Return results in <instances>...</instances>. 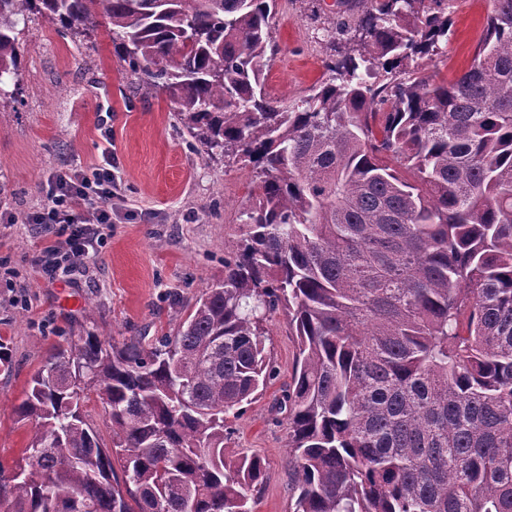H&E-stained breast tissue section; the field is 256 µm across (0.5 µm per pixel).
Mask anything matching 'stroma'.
Listing matches in <instances>:
<instances>
[{
	"label": "stroma",
	"mask_w": 512,
	"mask_h": 512,
	"mask_svg": "<svg viewBox=\"0 0 512 512\" xmlns=\"http://www.w3.org/2000/svg\"><path fill=\"white\" fill-rule=\"evenodd\" d=\"M347 2L278 0L271 96L294 104L326 78L329 21ZM491 10V0H456L435 62L440 77L469 68ZM22 43L19 90L0 98V344L10 354L0 369V466L8 472L31 436L15 408L54 347L89 332L119 342L174 331L181 309L222 282L259 183L255 167L190 146L167 95L131 76L107 26L61 34L37 16ZM107 145L118 164L112 234L99 256L47 282L34 261L44 234L25 218L44 204L58 170L92 171ZM266 328L277 377L246 406L227 445L265 465L251 493L254 512H291L287 419L277 401L296 349L283 313L270 315Z\"/></svg>",
	"instance_id": "1"
}]
</instances>
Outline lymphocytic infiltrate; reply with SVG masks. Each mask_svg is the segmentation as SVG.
Returning <instances> with one entry per match:
<instances>
[{
	"instance_id": "obj_1",
	"label": "lymphocytic infiltrate",
	"mask_w": 512,
	"mask_h": 512,
	"mask_svg": "<svg viewBox=\"0 0 512 512\" xmlns=\"http://www.w3.org/2000/svg\"><path fill=\"white\" fill-rule=\"evenodd\" d=\"M116 195L115 176L108 167L93 175L78 171L56 174L46 202L31 212L27 221L45 232L64 229V242L47 247L36 257L48 281H56L89 259L107 239L112 227V200Z\"/></svg>"
}]
</instances>
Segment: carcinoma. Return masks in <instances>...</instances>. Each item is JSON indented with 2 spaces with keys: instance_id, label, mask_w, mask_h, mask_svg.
<instances>
[{
  "instance_id": "cac0c4a2",
  "label": "carcinoma",
  "mask_w": 512,
  "mask_h": 512,
  "mask_svg": "<svg viewBox=\"0 0 512 512\" xmlns=\"http://www.w3.org/2000/svg\"><path fill=\"white\" fill-rule=\"evenodd\" d=\"M361 2L293 106L265 90L277 0H0V89L31 16L105 24L192 145L260 175L174 335L90 332L35 373L0 512H253L264 464L224 435L275 375L276 310L292 512H512V0L449 82L408 64L439 54L455 0ZM84 410L98 429L103 442L110 448L112 446V432L105 424V411L102 404L92 396L91 399L85 403Z\"/></svg>"
}]
</instances>
